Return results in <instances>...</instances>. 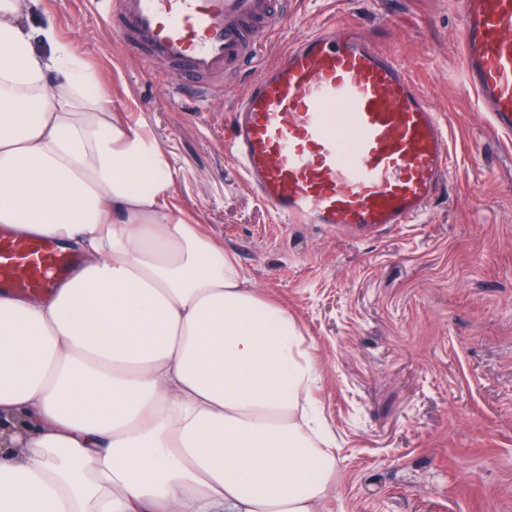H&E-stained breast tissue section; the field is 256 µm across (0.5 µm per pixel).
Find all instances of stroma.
Listing matches in <instances>:
<instances>
[{
    "label": "stroma",
    "instance_id": "35a3bbf8",
    "mask_svg": "<svg viewBox=\"0 0 512 512\" xmlns=\"http://www.w3.org/2000/svg\"><path fill=\"white\" fill-rule=\"evenodd\" d=\"M121 0H41L29 16L78 46L113 111L147 124L178 172L175 204L284 304L313 345L336 434L325 512H512V139L464 81L453 0H291L263 61L322 24L394 51L445 115L447 197L420 222L362 237L279 224L224 156L233 101L181 100L172 69L123 51Z\"/></svg>",
    "mask_w": 512,
    "mask_h": 512
}]
</instances>
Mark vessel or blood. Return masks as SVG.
<instances>
[{
    "label": "vessel or blood",
    "mask_w": 512,
    "mask_h": 512,
    "mask_svg": "<svg viewBox=\"0 0 512 512\" xmlns=\"http://www.w3.org/2000/svg\"><path fill=\"white\" fill-rule=\"evenodd\" d=\"M288 0H122L124 47L176 66L211 101L213 75L250 73L230 109L225 155L279 223L357 233L412 224L447 187L448 128L391 51L359 27L324 25L262 64ZM464 78L491 125L512 133V0H454ZM76 260L45 238L0 230V289L38 291Z\"/></svg>",
    "instance_id": "b4317fda"
}]
</instances>
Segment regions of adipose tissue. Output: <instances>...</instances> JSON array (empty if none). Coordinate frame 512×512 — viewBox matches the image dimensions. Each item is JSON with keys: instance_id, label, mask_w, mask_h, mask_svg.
I'll return each mask as SVG.
<instances>
[{"instance_id": "ef3b65f1", "label": "adipose tissue", "mask_w": 512, "mask_h": 512, "mask_svg": "<svg viewBox=\"0 0 512 512\" xmlns=\"http://www.w3.org/2000/svg\"><path fill=\"white\" fill-rule=\"evenodd\" d=\"M37 0H0V224L81 263L0 291V512H323L336 438L287 307L174 204L176 171Z\"/></svg>"}]
</instances>
